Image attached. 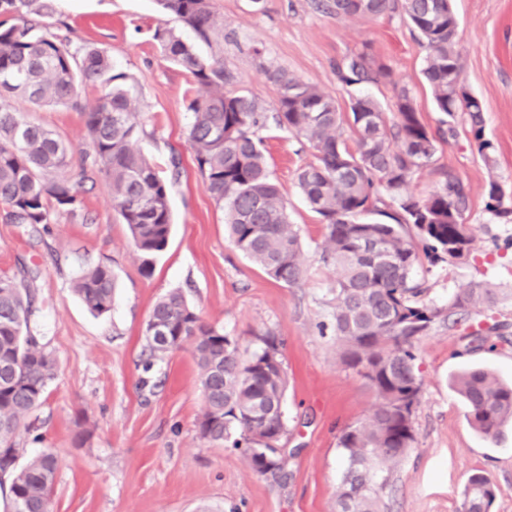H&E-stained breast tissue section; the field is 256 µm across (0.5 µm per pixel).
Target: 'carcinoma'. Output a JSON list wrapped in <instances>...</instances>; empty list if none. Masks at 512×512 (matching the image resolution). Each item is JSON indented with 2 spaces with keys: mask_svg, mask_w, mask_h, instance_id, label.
Wrapping results in <instances>:
<instances>
[{
  "mask_svg": "<svg viewBox=\"0 0 512 512\" xmlns=\"http://www.w3.org/2000/svg\"><path fill=\"white\" fill-rule=\"evenodd\" d=\"M157 3L205 42L224 28L210 0ZM322 6L330 14L366 19L402 13L425 48L423 75L436 110L445 116L441 124L457 112L468 114L477 151L493 165L482 103L463 80L452 0H325ZM0 15L14 19L9 25L0 21V204L6 217L34 229L45 226L54 211L76 212L82 183L99 178L131 233L141 270L151 274L171 232L170 186L132 146L138 132L134 79L116 70L98 47L72 50L69 38L48 21L47 0H0ZM153 39L197 86L188 105V142L210 196L224 211L230 243L275 282L298 285L307 273L299 231L255 136L266 120L262 106L226 90L233 77L222 59L203 55L174 29L158 27ZM337 75L348 87L397 86L391 71L364 52L337 67ZM267 78L279 90L276 126L314 150V160L298 172L297 185L325 224L322 260L336 267L330 326L322 329L331 330L341 364L366 379L376 394L370 413L338 437L347 467L337 490V512H382L390 477L415 442L413 415L421 392L415 342L437 322L458 325L477 305L494 307L497 296L475 282L449 297L446 307L423 299L417 268L429 273L464 258L474 236L464 221L468 190L462 182L448 178L424 197L407 192L414 174L433 159L444 131L423 123L406 88L396 92L390 119L369 96L350 94L348 111L342 112L333 97L291 74L269 70ZM87 87L98 91L91 104L82 97ZM16 95L32 105H67L82 112L91 153L81 181L66 175L68 143L32 121ZM385 196L394 206L390 212L378 208ZM503 197L500 185L490 180L486 209L511 224L512 205H504ZM114 288L112 269L102 263L74 279V292L97 316L111 310ZM34 312L30 289L1 276L0 477L9 480L10 512H44L59 469L51 452L18 463L17 433L44 401L57 372L54 358L31 332ZM150 319L169 336L166 344L147 339L151 353L176 351L189 340L194 344L205 398L201 437L242 449L257 474L282 471V453L261 442L272 436L279 441L288 432L282 343L267 333L257 337L250 357L242 358L237 339L203 323L179 289L158 299ZM456 386L470 424L484 435L494 437L512 421V384L472 368L458 375ZM462 495V512H489L494 488L475 473Z\"/></svg>",
  "mask_w": 512,
  "mask_h": 512,
  "instance_id": "1",
  "label": "carcinoma"
}]
</instances>
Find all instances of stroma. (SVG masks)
<instances>
[{"mask_svg": "<svg viewBox=\"0 0 512 512\" xmlns=\"http://www.w3.org/2000/svg\"><path fill=\"white\" fill-rule=\"evenodd\" d=\"M318 0H211L224 32L203 47L233 76L231 90L274 113L278 89L266 70L282 69L347 107L336 67L364 52L387 66L410 91L422 120L440 119L422 74L425 49L401 13L376 19L337 17ZM53 21L65 22L72 48L97 46L136 80L139 135L135 142L162 177L179 158L170 188L173 224L166 249L144 274L126 224L104 181L83 194L73 214L52 213L40 231L10 223L0 206V276L29 271L37 308L31 325L57 361L46 399L17 434L21 459L44 451L60 459L51 512H336L345 460L341 430L364 418L375 402L368 382L339 361L336 342L320 326L336 273L320 253L325 230L297 187L312 158L292 133L274 123L258 130L274 179L299 229L308 269L300 285L270 279L229 242L224 213L208 193L187 142L195 95L190 77L166 60L152 34L175 28L195 34L155 0H50ZM465 84L483 105L484 136L493 166L479 155L468 116L449 118L447 140L410 190L426 195L453 177L469 190L466 223L475 242L462 260L427 277L426 302L443 306L470 282L494 288L498 306L476 308L469 327L439 322L416 344L422 387L413 421L415 442L396 470L386 512H458L470 475L495 490L490 512H512V424L497 438L469 423L451 377L482 367L512 379V224L485 208L489 179L512 196V0H454ZM31 119L70 146L67 174L79 178L90 142L80 111L44 106ZM110 265L116 279L111 310L96 316L72 290L79 271ZM181 289L202 320L234 336L250 356L256 336L282 340L288 390V434L280 443L282 473H254L239 449L200 438L204 398L191 344L152 357L144 331L159 297ZM505 323L501 335L479 339L467 328ZM90 430L85 442L75 436Z\"/></svg>", "mask_w": 512, "mask_h": 512, "instance_id": "obj_1", "label": "stroma"}]
</instances>
